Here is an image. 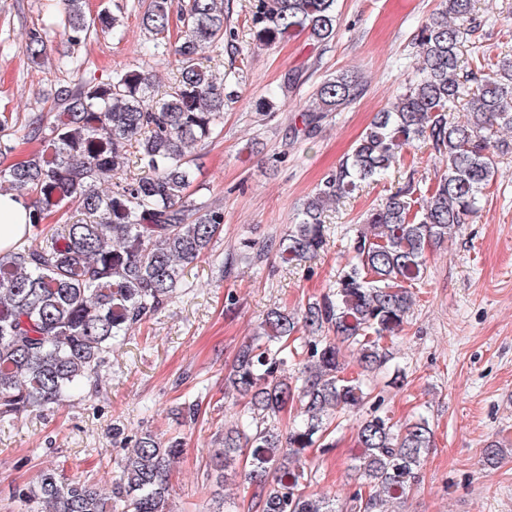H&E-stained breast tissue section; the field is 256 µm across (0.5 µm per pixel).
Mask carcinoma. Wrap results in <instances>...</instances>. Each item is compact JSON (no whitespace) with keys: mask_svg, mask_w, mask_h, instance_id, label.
Masks as SVG:
<instances>
[{"mask_svg":"<svg viewBox=\"0 0 512 512\" xmlns=\"http://www.w3.org/2000/svg\"><path fill=\"white\" fill-rule=\"evenodd\" d=\"M64 2L46 30L30 32L24 46L30 63H40L48 30L75 43L97 29L118 36L117 16L89 19L84 0ZM336 4L255 0L252 43L271 47L301 33L327 43L336 33ZM474 8L475 0H444L421 24L414 78L373 116L336 173L273 243L284 263L316 256L327 242V202L383 175L417 141L442 156L445 169L426 189L410 181L362 216L367 231L354 239L353 261L336 291L296 312L267 311L261 332L239 347L224 394L246 403L212 449L211 463L217 478L240 475L256 486L252 512H342L336 500L307 493L312 473L296 462L309 448L333 447V420L363 407L350 512H391L420 481L433 446L428 419L392 421L381 411L383 396L344 376L339 353L342 345L353 347L365 372L387 363L386 343L407 323L426 250L478 213L498 175L497 157L509 148L500 133L512 130V59L484 51L468 71L459 65L467 37L480 28ZM141 26L148 34L143 57L172 46L180 63L161 105L150 101L141 63L59 88L56 112L21 130L0 122V183L32 208L31 234L0 253V425L98 386L106 356L188 287L184 269L210 255L223 231L224 211L191 198L189 188L196 149L222 133L230 97L224 82L197 62L202 46L236 41L224 0H151ZM472 81L478 86L471 112L456 120L452 109ZM361 93V82L347 72L325 79L301 110L302 131L315 133L325 114L346 109ZM18 140L40 149L11 162ZM132 165L146 176L104 187ZM69 212L81 218L60 230L49 223ZM289 364L298 366L293 381L285 375ZM290 402L299 411L283 429L278 416ZM182 451V437L162 440L145 431L114 462L111 495L48 469L17 492L19 512H170V463Z\"/></svg>","mask_w":512,"mask_h":512,"instance_id":"obj_1","label":"carcinoma"}]
</instances>
